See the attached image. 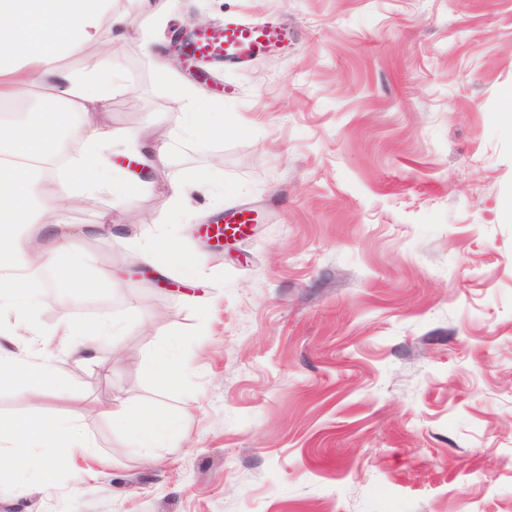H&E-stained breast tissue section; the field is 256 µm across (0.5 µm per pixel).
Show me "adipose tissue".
<instances>
[{
	"mask_svg": "<svg viewBox=\"0 0 512 512\" xmlns=\"http://www.w3.org/2000/svg\"><path fill=\"white\" fill-rule=\"evenodd\" d=\"M126 28L127 18L113 10L112 0H0V107L13 106L23 87L38 85L49 88L52 100L80 117L73 137L82 150L69 159L67 181L90 199L101 193L123 199L127 183L124 169L112 163V128L102 117L117 82L112 57L88 53L87 48L125 38ZM76 56L81 66H67V59ZM63 143L49 113L36 122L0 123V312L16 318L12 325H0L1 336L24 329L25 312L34 302L30 287L42 283L55 266L70 272V287L97 285L96 279L79 272L83 258L74 244L79 227L62 223L46 203L55 173L50 160ZM29 224L42 229L41 238L26 233ZM115 333L107 322L91 332L75 324L58 351L45 340L31 341L18 353L0 347V368L19 386L45 388L63 398L67 392L56 377L60 358H87ZM107 414L113 428L132 432L143 448L162 447L177 430L175 420L135 412L122 402ZM62 445L82 452L89 448L68 421L45 426L22 420L0 423V447L7 449L11 462H18L23 449Z\"/></svg>",
	"mask_w": 512,
	"mask_h": 512,
	"instance_id": "ef3b65f1",
	"label": "adipose tissue"
}]
</instances>
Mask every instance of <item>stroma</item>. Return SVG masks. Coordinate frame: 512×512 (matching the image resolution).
I'll use <instances>...</instances> for the list:
<instances>
[{
	"instance_id": "obj_1",
	"label": "stroma",
	"mask_w": 512,
	"mask_h": 512,
	"mask_svg": "<svg viewBox=\"0 0 512 512\" xmlns=\"http://www.w3.org/2000/svg\"><path fill=\"white\" fill-rule=\"evenodd\" d=\"M114 7L153 52L112 45L113 132L177 130L176 81L208 95L214 134L173 140L123 203L53 195L88 227L100 286L41 291L32 324L54 342L78 322L120 332L60 365L69 399L0 382V419H75L106 468L80 483L90 460L28 449L0 470V512H512V0ZM240 11L287 22L293 51L205 81L170 66L173 31ZM200 171L207 189L177 206L169 182ZM238 206L262 221L210 246L199 225ZM107 209L119 232L97 229ZM175 212L191 285L134 247ZM164 347L188 367L172 385L142 375ZM120 401L178 434L139 447L106 414Z\"/></svg>"
}]
</instances>
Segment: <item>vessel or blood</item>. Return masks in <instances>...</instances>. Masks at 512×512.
Instances as JSON below:
<instances>
[{
    "instance_id": "1",
    "label": "vessel or blood",
    "mask_w": 512,
    "mask_h": 512,
    "mask_svg": "<svg viewBox=\"0 0 512 512\" xmlns=\"http://www.w3.org/2000/svg\"><path fill=\"white\" fill-rule=\"evenodd\" d=\"M292 41L293 32L287 24L236 13L226 15L221 26L197 32L185 44L184 53L193 67L210 61L236 66L287 52ZM258 221L257 212L248 208L232 209L224 216L225 230L232 235L242 233L246 225Z\"/></svg>"
}]
</instances>
